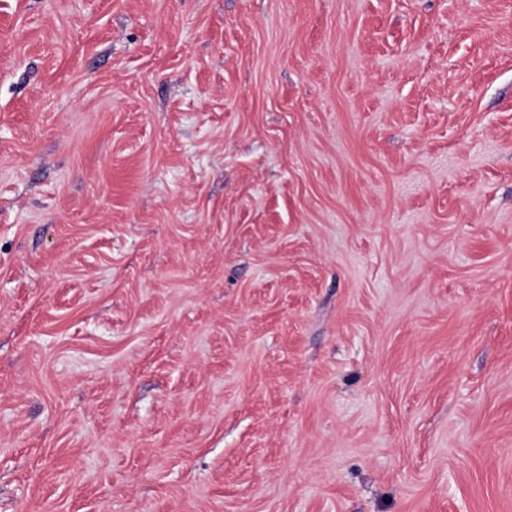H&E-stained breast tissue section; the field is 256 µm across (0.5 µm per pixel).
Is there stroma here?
I'll return each instance as SVG.
<instances>
[{"instance_id":"1","label":"stroma","mask_w":512,"mask_h":512,"mask_svg":"<svg viewBox=\"0 0 512 512\" xmlns=\"http://www.w3.org/2000/svg\"><path fill=\"white\" fill-rule=\"evenodd\" d=\"M0 512H512V0H0Z\"/></svg>"}]
</instances>
